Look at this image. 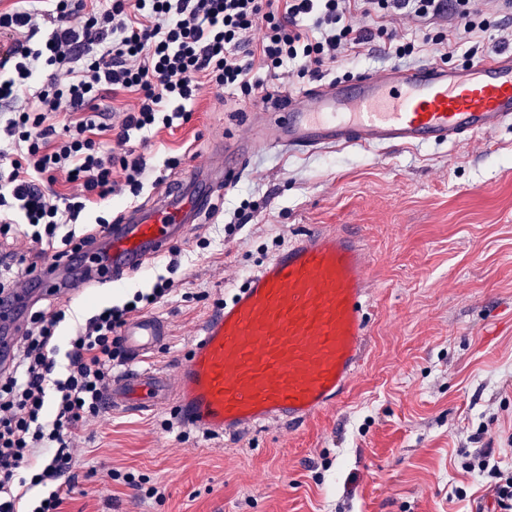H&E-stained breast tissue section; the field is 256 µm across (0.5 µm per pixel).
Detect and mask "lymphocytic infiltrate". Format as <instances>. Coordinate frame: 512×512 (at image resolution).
<instances>
[{
    "instance_id": "1",
    "label": "lymphocytic infiltrate",
    "mask_w": 512,
    "mask_h": 512,
    "mask_svg": "<svg viewBox=\"0 0 512 512\" xmlns=\"http://www.w3.org/2000/svg\"><path fill=\"white\" fill-rule=\"evenodd\" d=\"M451 8L449 45L484 30L474 0H13L0 9V237L19 235L28 253L0 255V294L34 287L37 269L70 246L95 244L97 229L76 231L81 213L118 184L139 192L147 166L132 143L184 118L202 84L264 93L254 66L283 81L338 61L351 45L383 36L358 27L372 16L431 21ZM312 18L301 26V18ZM262 30L253 60L237 50ZM134 94L116 122L102 120L110 92ZM76 185L56 191L58 180ZM161 277L150 293L79 323L66 345L56 332L64 309L32 308L10 368L0 370V512H64L77 487L73 453L84 424L98 416L112 384L118 332L140 305L168 296ZM479 470L500 512H512V468L477 451ZM46 486L24 505L29 486Z\"/></svg>"
}]
</instances>
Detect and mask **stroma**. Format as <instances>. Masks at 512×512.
<instances>
[{"label": "stroma", "mask_w": 512, "mask_h": 512, "mask_svg": "<svg viewBox=\"0 0 512 512\" xmlns=\"http://www.w3.org/2000/svg\"><path fill=\"white\" fill-rule=\"evenodd\" d=\"M413 45L412 63L461 67L485 50L435 41L447 19L392 23ZM384 39L324 66L326 80L395 66ZM240 89L202 85L191 116L135 143L147 160L138 198L118 194L87 215L114 219L149 204L172 173L199 170L211 146L247 137ZM176 156L177 170L165 169ZM344 225L371 255L368 348L340 402L292 429L272 426L231 441L171 423L160 406L138 414L104 410L86 423L74 453L81 493L66 512H494L467 456L493 450L512 465V126L455 146L330 147L305 155L261 150L168 257L118 281L62 293L75 327L106 305L149 292L158 277L174 291L150 306L170 334L155 356L174 374L206 312L304 231ZM135 476V486L108 470ZM157 487L148 498L144 489ZM467 497L452 500L455 488Z\"/></svg>", "instance_id": "35a3bbf8"}]
</instances>
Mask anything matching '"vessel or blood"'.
I'll list each match as a JSON object with an SVG mask.
<instances>
[{
  "instance_id": "b4317fda",
  "label": "vessel or blood",
  "mask_w": 512,
  "mask_h": 512,
  "mask_svg": "<svg viewBox=\"0 0 512 512\" xmlns=\"http://www.w3.org/2000/svg\"><path fill=\"white\" fill-rule=\"evenodd\" d=\"M252 112L250 137L213 145L211 192L197 193L183 179L100 232L110 262L102 267L86 256L93 278L140 272L168 244L186 239L257 149L307 154L331 146L454 144L511 125L512 49L462 68L419 63L366 70L347 87L317 80L275 93ZM370 262L352 232L302 233L205 318L171 376L151 365L168 334L166 321L130 318L120 330L129 364L113 378L108 406L141 411L169 404L177 425L216 437L272 423L302 425L336 404L361 364ZM66 265L62 259L38 271V294L20 289L0 299V367L9 366L22 332L20 309L67 287Z\"/></svg>"
}]
</instances>
